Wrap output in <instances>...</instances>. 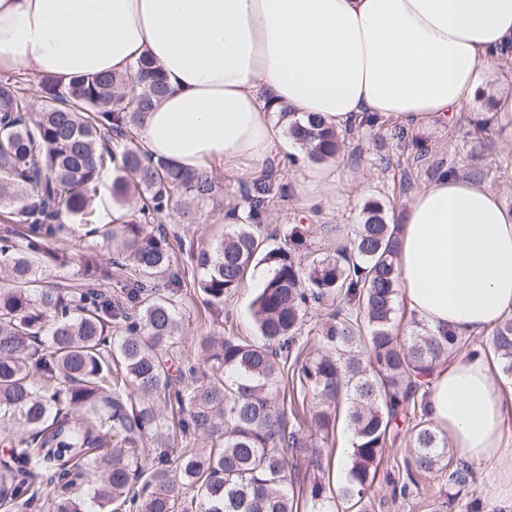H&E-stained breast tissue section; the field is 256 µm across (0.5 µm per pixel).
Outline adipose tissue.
Segmentation results:
<instances>
[{"instance_id": "ef3b65f1", "label": "adipose tissue", "mask_w": 512, "mask_h": 512, "mask_svg": "<svg viewBox=\"0 0 512 512\" xmlns=\"http://www.w3.org/2000/svg\"><path fill=\"white\" fill-rule=\"evenodd\" d=\"M511 42L512 0H0V73L66 81L151 58L167 91L138 139L183 171L272 158L284 107L338 131L370 115L432 132ZM397 269L431 333L488 334L512 316V210L476 180L440 177L408 205ZM423 403L461 459L492 471L488 494L512 501V402L486 358H442Z\"/></svg>"}]
</instances>
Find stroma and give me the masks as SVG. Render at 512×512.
<instances>
[{"mask_svg":"<svg viewBox=\"0 0 512 512\" xmlns=\"http://www.w3.org/2000/svg\"><path fill=\"white\" fill-rule=\"evenodd\" d=\"M499 91H512V60L499 61L496 82L480 88L473 103L433 134L408 131L398 121L384 118L373 127L344 131L343 151L332 164L339 182L328 188L308 189L302 166L287 152L259 166L214 170L222 188L217 203L195 205L183 199L171 204L163 221L176 261L190 266V246L206 247L223 235L225 213L246 209L242 185L260 176L286 192L285 197L272 200L263 219L270 246L286 245L292 228L302 226L308 230L311 251L319 258L332 254L337 238L353 236L366 201L384 202L389 223H401L413 196L451 171L478 180L512 209V114L495 110L493 97ZM330 226L339 227V236L327 234ZM259 290L254 275H246L220 309L194 290L182 291L177 301L184 330L176 365L195 358L200 336L254 335L250 304ZM469 469L470 482L460 490L449 485L444 471L422 476L417 490L404 499L393 498L385 484L374 485L370 491L373 512H434L450 496L455 502L447 512H467L466 504L474 498L480 501L481 512H512V502L485 495V466L473 463Z\"/></svg>","mask_w":512,"mask_h":512,"instance_id":"obj_1","label":"stroma"}]
</instances>
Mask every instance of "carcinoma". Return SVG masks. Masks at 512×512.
I'll return each mask as SVG.
<instances>
[{"label":"carcinoma","instance_id":"1","mask_svg":"<svg viewBox=\"0 0 512 512\" xmlns=\"http://www.w3.org/2000/svg\"><path fill=\"white\" fill-rule=\"evenodd\" d=\"M41 86L35 113L18 80L0 81V206L23 225L0 236V512H26L43 491L49 512H296L286 450L322 473V451L302 434L314 426L324 442L342 416L353 435L348 476L334 490L313 481V512H368L386 448L403 432L411 448L387 475L393 496L448 467V439L417 394L427 370L469 343L420 323L406 339L394 333L398 225L380 202L364 205L336 256L318 259L303 228L288 247H268L273 188L263 178L244 186L240 223L191 255L194 283L214 307L253 264L271 267L251 304L257 335L203 336L197 362L172 375L166 363L182 330L173 296L186 272L149 224L182 197L214 200V177L155 161L130 137L166 91L153 61L67 83L44 75ZM282 117L311 160L340 153L335 129ZM117 163L125 175L110 194L130 219L103 234L93 202ZM65 214L103 241L78 255L77 280L51 281L72 265L51 247L67 232ZM101 245L112 257L99 258ZM333 299L313 349L301 339L305 318ZM484 351L512 377V318ZM288 386L317 404L311 419L286 412ZM177 437L189 447H173Z\"/></svg>","mask_w":512,"mask_h":512}]
</instances>
